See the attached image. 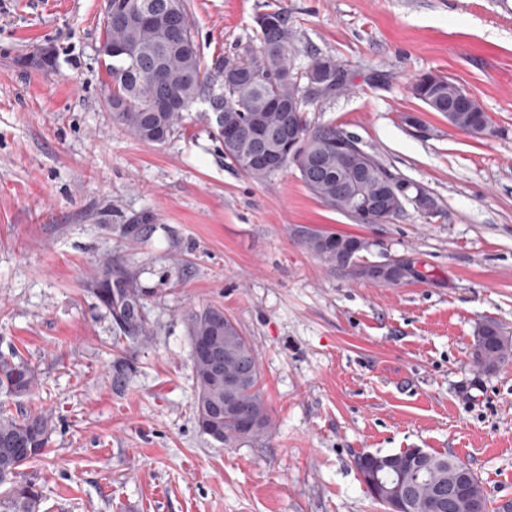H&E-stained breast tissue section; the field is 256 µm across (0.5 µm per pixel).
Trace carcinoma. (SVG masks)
Masks as SVG:
<instances>
[{
	"mask_svg": "<svg viewBox=\"0 0 512 512\" xmlns=\"http://www.w3.org/2000/svg\"><path fill=\"white\" fill-rule=\"evenodd\" d=\"M164 7L154 22L112 21L103 24V43L125 46L135 55L112 58L106 66L108 94L106 104L112 119L137 139L163 143L173 135L180 114L202 99L222 102L216 118L218 133L224 144V158L254 181L262 182L292 165L297 168L307 190L326 208L353 216L357 224H384L400 216L404 200L387 195L377 208L357 214L359 205L375 201L386 181L401 188L406 180L394 174L377 155L359 147V141L344 130L316 126L307 113H295L294 122L300 150L288 155L284 148L288 127V101L299 98L305 82L339 61L313 52L308 63L295 71L294 34L283 11L270 13L271 21L257 27L259 45L248 43L233 53V61L219 56L210 65L198 53L193 25L185 0H161ZM219 82L221 94L212 92ZM413 95L432 111L448 116V103L462 88L450 79L433 72L415 77ZM453 126L477 137L492 132V122L480 106L458 112L450 121ZM348 142L359 148L365 167L363 176L353 180L342 168L336 154V142ZM314 160L317 170L310 172L304 156ZM302 244L326 265L345 277L381 284L375 264L363 259L361 252L370 247L363 237L328 230L309 229ZM101 302L109 311L123 313L121 320L128 330L146 334L140 324H133L137 295L132 288L112 289L111 283L97 289ZM190 349L211 345L221 355V380L213 379L209 363L190 354L196 397L193 414L199 430L221 446L234 448L265 436L271 428L269 408L259 388L257 355L250 340L237 324L215 307L192 311L187 317ZM472 358L485 371L496 370L512 358V339L505 336L495 322L481 325L475 336ZM237 383L236 410L218 420L211 411L224 407V380ZM38 385L35 370L23 360L0 356V393L21 397ZM51 431V417L42 411H29L17 417L0 411V512H39L42 495L36 483L20 478L21 468L43 454ZM408 450L393 455L394 470L386 473L391 482L404 477L412 485L408 512H430L426 508L439 489L448 487L450 463L465 462L455 456L434 453V465L414 477L407 469ZM488 498L478 476L473 474L468 489L457 496L451 510L443 512H488Z\"/></svg>",
	"mask_w": 512,
	"mask_h": 512,
	"instance_id": "obj_1",
	"label": "carcinoma"
}]
</instances>
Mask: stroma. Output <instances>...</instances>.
Returning a JSON list of instances; mask_svg holds the SVG:
<instances>
[{"label":"stroma","instance_id":"1","mask_svg":"<svg viewBox=\"0 0 512 512\" xmlns=\"http://www.w3.org/2000/svg\"><path fill=\"white\" fill-rule=\"evenodd\" d=\"M186 2L208 63L284 11L296 67L318 51L349 73V91L307 104L311 123L357 137L438 211L409 204L368 226L324 207L295 167L254 182L225 159L205 101L166 142H142L104 103L103 0H0V354L39 377L0 406L52 417L22 469L41 512H384L355 459L406 448L466 461L493 506L512 502V360L486 373L471 357L483 323L512 335V0ZM42 45L53 71L18 65ZM426 71L472 94L494 135L415 98ZM305 228L366 238L368 260L423 276H341ZM107 266L132 281L147 336L98 299ZM208 306L252 341L272 418L234 448L193 416L186 316Z\"/></svg>","mask_w":512,"mask_h":512}]
</instances>
